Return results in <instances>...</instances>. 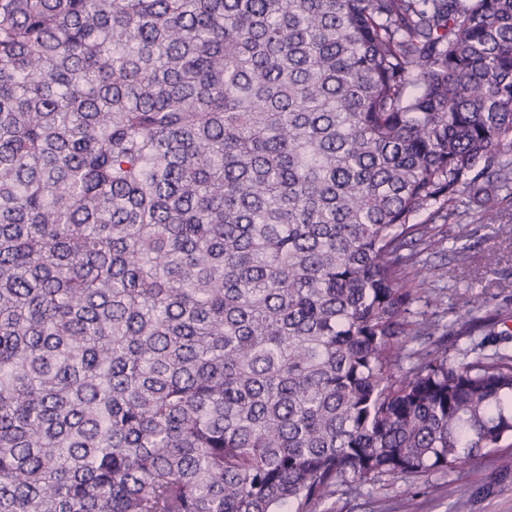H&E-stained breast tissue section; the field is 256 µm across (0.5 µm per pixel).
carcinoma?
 <instances>
[{
  "label": "carcinoma",
  "instance_id": "obj_1",
  "mask_svg": "<svg viewBox=\"0 0 512 512\" xmlns=\"http://www.w3.org/2000/svg\"><path fill=\"white\" fill-rule=\"evenodd\" d=\"M510 189L512 0H0V512L511 466L497 321L410 312Z\"/></svg>",
  "mask_w": 512,
  "mask_h": 512
}]
</instances>
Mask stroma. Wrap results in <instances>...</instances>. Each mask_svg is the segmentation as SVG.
<instances>
[{
  "label": "stroma",
  "mask_w": 512,
  "mask_h": 512,
  "mask_svg": "<svg viewBox=\"0 0 512 512\" xmlns=\"http://www.w3.org/2000/svg\"><path fill=\"white\" fill-rule=\"evenodd\" d=\"M449 236L438 253L421 254V263L435 267L429 282V298L413 301L414 316L438 324L448 335L449 356L473 348L483 337L482 328L472 335L448 334L449 320L468 317L479 304L512 309V218H506L499 236L475 243L472 265L457 266L451 258L453 234L458 225H448ZM469 494L459 498L458 486ZM412 501L414 512H512V469H503L489 455L461 465L454 471H434L415 481L393 476L381 477L353 491H339L320 507L321 512H403L405 501Z\"/></svg>",
  "instance_id": "stroma-1"
}]
</instances>
